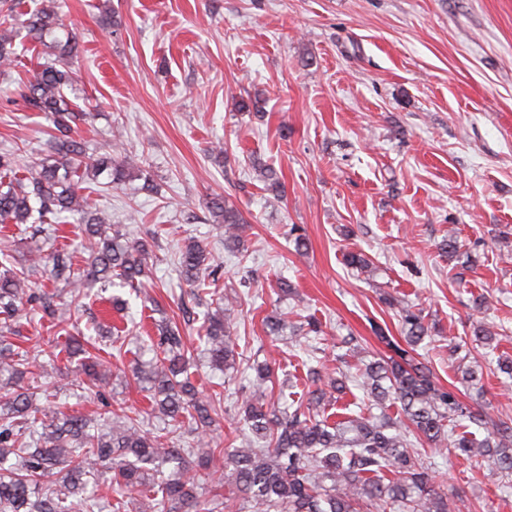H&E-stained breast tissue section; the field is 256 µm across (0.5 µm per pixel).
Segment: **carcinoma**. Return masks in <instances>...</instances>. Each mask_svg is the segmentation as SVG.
I'll return each mask as SVG.
<instances>
[{
	"mask_svg": "<svg viewBox=\"0 0 512 512\" xmlns=\"http://www.w3.org/2000/svg\"><path fill=\"white\" fill-rule=\"evenodd\" d=\"M19 9L14 0H0V76L17 57L18 38L39 44L43 63L21 97L48 121L51 158L26 164L15 153L0 154V224H52L63 213L76 214L87 257L84 266L75 268L56 250H31L22 262L14 246L0 250V512H64L69 499L94 512L98 504L86 479L99 476L112 483L118 496L137 495L136 512H224V495L208 499L200 484V472L214 466L217 452L209 437L221 425L188 375L190 349L178 326L157 325L153 357L131 365L147 393V410L115 420L107 409L101 413V428L93 432L85 415L35 403L43 365L10 337L24 326L36 331L47 324L67 331L69 323L59 314L64 299L76 301L96 285L104 291L115 286L136 290L148 278L154 234L127 237L108 213L92 204L85 184L103 173L115 188L134 176L144 180L145 189L152 184L133 156L117 160L107 152L86 161L85 142L75 129L90 113L75 110L65 95L75 80L70 59L77 51L76 37L45 39L64 29L53 6L26 11L23 20L16 18ZM259 172L266 190L280 195L274 168L265 165ZM211 212L224 224V248L240 250L246 224L242 213L219 201L211 202ZM41 270L49 272L52 285L31 280ZM218 271L205 247L185 239L178 272L204 308L199 335L203 355L212 369L226 373L235 370L240 357L231 317L238 297L201 288L207 278L217 282ZM399 316L402 340L375 328L390 356L359 359L362 366L353 376H336L326 366L321 371L308 368L315 389L305 404L275 406L268 399L274 370L267 361L253 362L254 375L234 420L266 447L234 448L224 457V484L234 495L237 512H458L459 497L438 486L414 448V438L463 456L479 470L512 475V421L492 424L482 440L467 431L462 421L479 418L413 357L431 333L426 316L408 307ZM266 325L274 335L286 328L295 337L322 333L311 316L290 325L287 317L273 315ZM66 353L67 362L77 359L74 369L88 386L126 377L121 369L112 373V362L86 354L74 335L67 336ZM349 381L366 394L367 405L331 423L325 416L331 400L322 384L340 393ZM388 403L399 405L404 420L373 413ZM152 418L184 427L196 435V447H173L165 432L147 426Z\"/></svg>",
	"mask_w": 512,
	"mask_h": 512,
	"instance_id": "cac0c4a2",
	"label": "carcinoma"
}]
</instances>
